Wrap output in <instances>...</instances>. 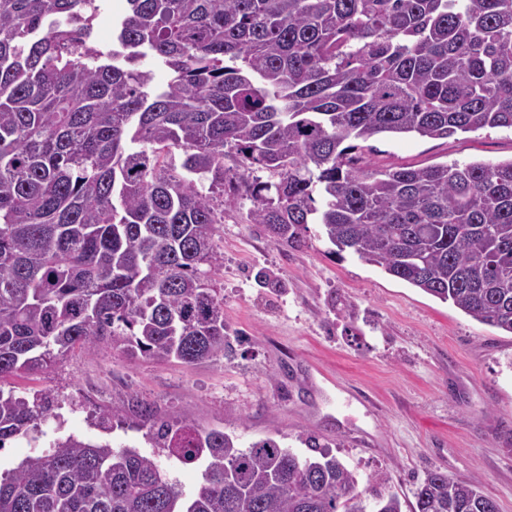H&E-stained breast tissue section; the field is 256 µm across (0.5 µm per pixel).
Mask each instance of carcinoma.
I'll list each match as a JSON object with an SVG mask.
<instances>
[{"instance_id": "1", "label": "carcinoma", "mask_w": 512, "mask_h": 512, "mask_svg": "<svg viewBox=\"0 0 512 512\" xmlns=\"http://www.w3.org/2000/svg\"><path fill=\"white\" fill-rule=\"evenodd\" d=\"M0 0V379L77 346L193 364L224 354L215 225L288 246L309 225L389 276L512 334V160L366 168L353 141L512 129V0ZM152 52L173 77L151 87ZM181 151V163L175 151ZM233 157L235 166L224 159ZM266 177L254 175L255 170ZM52 397L0 389V448ZM203 464L187 495L135 447L69 435L0 475V512H403L329 451L130 419ZM412 512H499L433 469ZM125 0H109L108 8L94 21L93 40L100 47H112V15L122 14Z\"/></svg>"}]
</instances>
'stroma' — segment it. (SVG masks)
I'll return each mask as SVG.
<instances>
[{
    "instance_id": "stroma-1",
    "label": "stroma",
    "mask_w": 512,
    "mask_h": 512,
    "mask_svg": "<svg viewBox=\"0 0 512 512\" xmlns=\"http://www.w3.org/2000/svg\"><path fill=\"white\" fill-rule=\"evenodd\" d=\"M372 168L512 159V130L447 139L381 134L356 149ZM247 208L228 209L214 241L224 257L226 345L213 360L129 361L102 346L75 349L50 368L0 380L20 395L47 391L67 416L39 425L38 442L0 452L15 467L63 434L98 439L87 419L103 408L150 404L158 417L218 429L240 447L271 437L309 455V441L357 472L367 500H412L438 469L479 478L500 512H512V335L335 254L317 230L305 246L275 243ZM280 280L259 284L258 272Z\"/></svg>"
}]
</instances>
